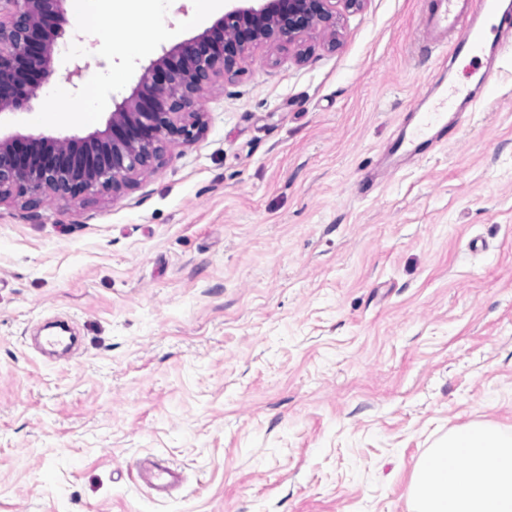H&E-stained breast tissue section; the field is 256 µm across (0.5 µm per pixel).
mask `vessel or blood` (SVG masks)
Here are the masks:
<instances>
[{
    "instance_id": "1",
    "label": "vessel or blood",
    "mask_w": 512,
    "mask_h": 512,
    "mask_svg": "<svg viewBox=\"0 0 512 512\" xmlns=\"http://www.w3.org/2000/svg\"><path fill=\"white\" fill-rule=\"evenodd\" d=\"M499 16L502 24L496 34H489L488 17ZM422 41L437 51L441 64H448L462 54L489 49L490 57L475 90L440 91L421 112L415 113L389 148L392 162L422 155L429 142L446 133L449 117H461L486 92L498 72L496 62L512 53V17L503 13L500 0H439L437 8L423 21ZM141 476L156 495L167 493L176 478L174 471L141 466Z\"/></svg>"
}]
</instances>
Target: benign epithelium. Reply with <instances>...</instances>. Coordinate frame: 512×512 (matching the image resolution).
Returning <instances> with one entry per match:
<instances>
[{
  "label": "benign epithelium",
  "instance_id": "1",
  "mask_svg": "<svg viewBox=\"0 0 512 512\" xmlns=\"http://www.w3.org/2000/svg\"><path fill=\"white\" fill-rule=\"evenodd\" d=\"M65 0H0V114L26 106L46 84L72 82L80 67L54 66L57 20ZM366 0H241L224 5L211 28L164 51L139 86L117 106L102 132L84 138L12 136L0 139V202L36 207L51 196L84 201L129 187L164 163L175 146L205 131L197 104L220 79L244 71L265 45H290L313 30L335 26L336 5L359 10Z\"/></svg>",
  "mask_w": 512,
  "mask_h": 512
}]
</instances>
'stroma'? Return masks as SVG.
I'll use <instances>...</instances> for the list:
<instances>
[{
    "label": "stroma",
    "mask_w": 512,
    "mask_h": 512,
    "mask_svg": "<svg viewBox=\"0 0 512 512\" xmlns=\"http://www.w3.org/2000/svg\"><path fill=\"white\" fill-rule=\"evenodd\" d=\"M436 0H367L312 50L267 48L198 107L195 143L119 196L0 203V512H408L415 464L449 429L512 432V59L428 154L367 183L415 96L470 88L418 26ZM170 39L130 59L58 24L66 120L43 98L0 136L82 137L94 75L203 32L169 0ZM65 320L70 359L36 336ZM178 467L159 497L139 459Z\"/></svg>",
    "instance_id": "35a3bbf8"
}]
</instances>
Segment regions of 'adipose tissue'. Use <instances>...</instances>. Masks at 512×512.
<instances>
[{"mask_svg": "<svg viewBox=\"0 0 512 512\" xmlns=\"http://www.w3.org/2000/svg\"><path fill=\"white\" fill-rule=\"evenodd\" d=\"M82 27L102 29L124 54L149 52L172 32L163 20L166 0H72ZM148 16V35L122 25ZM412 512H512V433L488 423L451 431L416 464L407 487Z\"/></svg>", "mask_w": 512, "mask_h": 512, "instance_id": "obj_1", "label": "adipose tissue"}]
</instances>
